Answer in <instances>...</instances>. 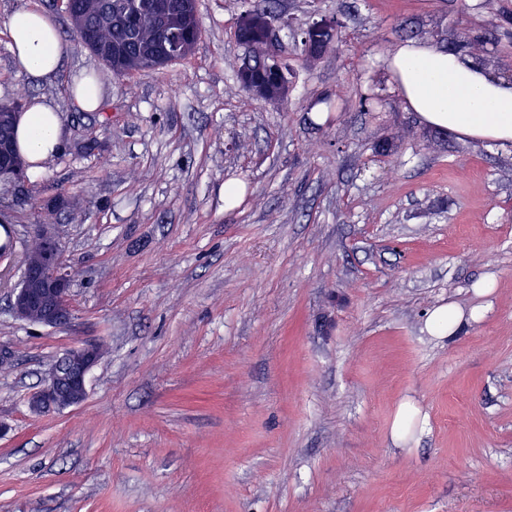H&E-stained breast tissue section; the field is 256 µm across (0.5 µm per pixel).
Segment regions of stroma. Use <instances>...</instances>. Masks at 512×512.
Listing matches in <instances>:
<instances>
[{
	"instance_id": "1",
	"label": "stroma",
	"mask_w": 512,
	"mask_h": 512,
	"mask_svg": "<svg viewBox=\"0 0 512 512\" xmlns=\"http://www.w3.org/2000/svg\"><path fill=\"white\" fill-rule=\"evenodd\" d=\"M243 8L198 0L190 61L102 84L95 112L72 85L103 64L76 37L41 79L0 27V101L45 99L64 126L38 174L0 187V512H512V147L424 124L385 63L463 24L510 74L512 0H282L287 45L343 24L284 102L238 86ZM391 138L389 165L372 146ZM31 196L67 201L63 329L8 306ZM451 301L488 311L433 336ZM84 344L103 348L86 399L32 413ZM406 400L422 420L397 446Z\"/></svg>"
}]
</instances>
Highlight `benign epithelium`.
<instances>
[{
	"label": "benign epithelium",
	"instance_id": "1",
	"mask_svg": "<svg viewBox=\"0 0 512 512\" xmlns=\"http://www.w3.org/2000/svg\"><path fill=\"white\" fill-rule=\"evenodd\" d=\"M41 249L34 258L25 255L18 285L10 295V308L21 320L35 318L41 326L62 328L72 319L71 277L63 261V246L53 224L36 225ZM100 358L96 345L74 347L59 357L44 386L29 401L36 413L61 410L82 403L89 375Z\"/></svg>",
	"mask_w": 512,
	"mask_h": 512
}]
</instances>
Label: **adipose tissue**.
Returning <instances> with one entry per match:
<instances>
[{
	"mask_svg": "<svg viewBox=\"0 0 512 512\" xmlns=\"http://www.w3.org/2000/svg\"><path fill=\"white\" fill-rule=\"evenodd\" d=\"M16 62L36 78L56 74L61 43L52 21L36 11L5 22ZM408 105L432 127L481 141H512V88L507 83L430 44H403L388 59ZM16 140L30 171L36 172L62 143V122L49 104L34 101L19 115Z\"/></svg>",
	"mask_w": 512,
	"mask_h": 512,
	"instance_id": "obj_1",
	"label": "adipose tissue"
}]
</instances>
